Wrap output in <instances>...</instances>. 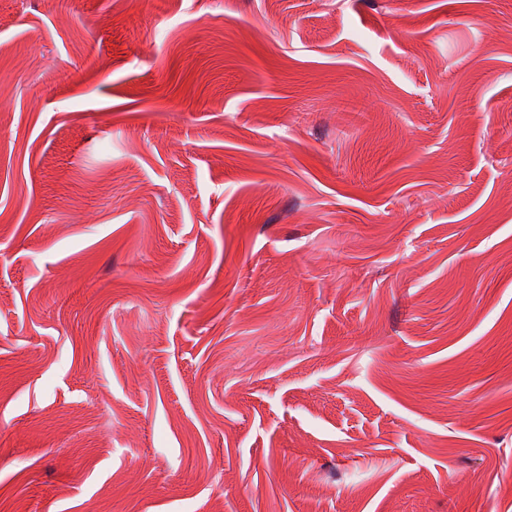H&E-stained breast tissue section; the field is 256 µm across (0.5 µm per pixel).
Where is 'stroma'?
Masks as SVG:
<instances>
[{"label": "stroma", "mask_w": 512, "mask_h": 512, "mask_svg": "<svg viewBox=\"0 0 512 512\" xmlns=\"http://www.w3.org/2000/svg\"><path fill=\"white\" fill-rule=\"evenodd\" d=\"M0 512H512V0H0Z\"/></svg>", "instance_id": "stroma-1"}]
</instances>
